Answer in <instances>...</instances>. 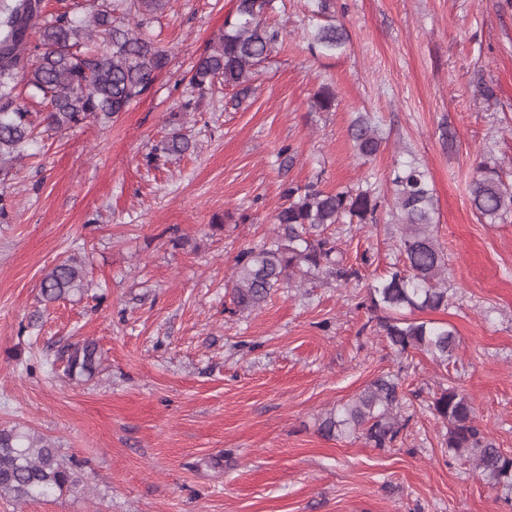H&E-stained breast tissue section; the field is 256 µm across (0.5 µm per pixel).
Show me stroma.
Masks as SVG:
<instances>
[{"label":"stroma","mask_w":512,"mask_h":512,"mask_svg":"<svg viewBox=\"0 0 512 512\" xmlns=\"http://www.w3.org/2000/svg\"><path fill=\"white\" fill-rule=\"evenodd\" d=\"M234 0H171L155 24L169 52L151 90L107 124L44 139L7 182L0 219V427L54 439L79 464L76 489L0 512H512L467 458L449 455L430 405L453 387L512 451V213L478 219L469 185L495 165L512 184V0H330L349 44L312 56V0H277L282 35L241 103L220 88L188 127L193 147L160 169L143 156L169 132L194 59ZM332 84L336 108L310 100ZM387 137L369 163L348 137L354 112ZM430 178L450 301L430 320L457 346L440 364L396 354L362 305L395 263L392 171ZM371 182L376 223L331 228L361 280L313 275L259 309L233 312L238 253L272 236L285 185ZM83 259L79 300L37 302L43 274ZM89 339L102 361L69 380L54 353ZM409 420L395 443L318 431L321 415L383 373Z\"/></svg>","instance_id":"obj_1"}]
</instances>
